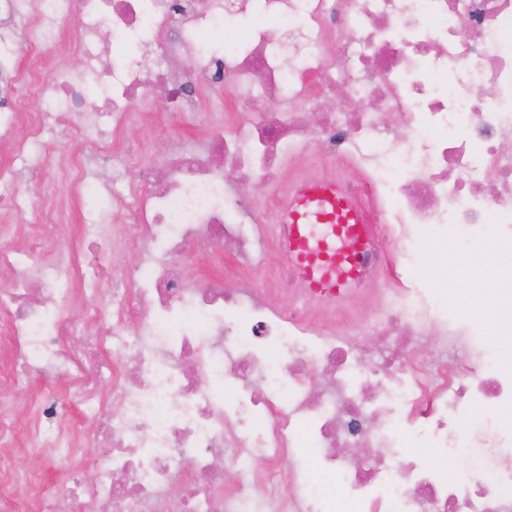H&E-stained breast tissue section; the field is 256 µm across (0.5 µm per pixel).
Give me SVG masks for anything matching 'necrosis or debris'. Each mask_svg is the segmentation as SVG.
Returning <instances> with one entry per match:
<instances>
[{
    "instance_id": "1",
    "label": "necrosis or debris",
    "mask_w": 512,
    "mask_h": 512,
    "mask_svg": "<svg viewBox=\"0 0 512 512\" xmlns=\"http://www.w3.org/2000/svg\"><path fill=\"white\" fill-rule=\"evenodd\" d=\"M72 12L68 41L57 21ZM48 43L81 68L45 74ZM22 86L44 111L27 110ZM213 89L232 102L223 124L138 166L122 133L144 98L160 95L177 124ZM89 125L109 133L59 167L73 196L105 194L109 208L70 224L24 176L45 163L49 131ZM511 137L512 0H0V234L24 229L0 249V512H512V468L487 454L512 447V355L478 351L512 335L499 318L512 310ZM301 143L383 174L337 183L376 227L355 290L387 295L372 325L385 346L351 343L344 303L305 290L278 307L249 285L301 281L287 260L270 266L281 229L244 194L281 184ZM109 167L138 178L118 187ZM109 210L125 218L113 234L143 244L136 266L104 257ZM306 221L323 267L347 271L342 215L314 205ZM193 242L224 254L223 275L191 286L175 273ZM451 242L488 272L484 314L420 274ZM435 332L452 356L438 365L415 346ZM34 378L42 396L11 407ZM464 447L478 464L457 483L423 454ZM40 448L69 457L50 489L16 465ZM302 448L313 467L282 471ZM87 466L93 480L72 479Z\"/></svg>"
}]
</instances>
